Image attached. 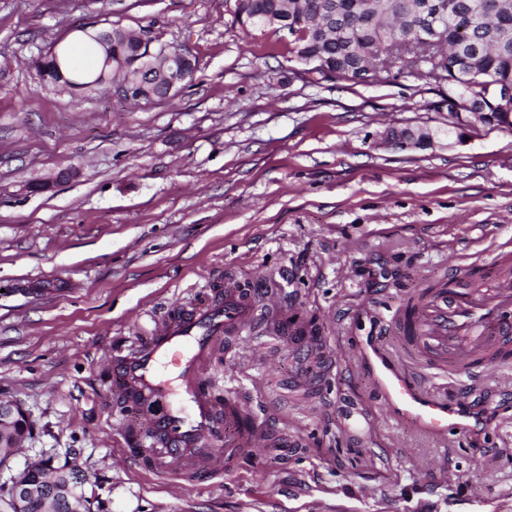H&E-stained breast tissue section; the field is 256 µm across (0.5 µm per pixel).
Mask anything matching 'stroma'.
<instances>
[{
  "instance_id": "1",
  "label": "stroma",
  "mask_w": 512,
  "mask_h": 512,
  "mask_svg": "<svg viewBox=\"0 0 512 512\" xmlns=\"http://www.w3.org/2000/svg\"><path fill=\"white\" fill-rule=\"evenodd\" d=\"M234 15L235 0H0V398L33 421L0 477L70 461L95 512H512V369L463 386L417 365L485 418L434 438L387 413L356 354L368 336L401 353L393 319L429 285L512 268V135L385 144L389 126L446 127L438 88L405 73L309 83L283 34ZM115 25L188 50L191 86L136 104L41 80L33 61L54 42ZM228 283L282 291L298 331L216 342L208 386L219 402L248 391L289 447L117 469L141 433L113 349Z\"/></svg>"
}]
</instances>
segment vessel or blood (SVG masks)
Listing matches in <instances>:
<instances>
[{"instance_id":"vessel-or-blood-1","label":"vessel or blood","mask_w":512,"mask_h":512,"mask_svg":"<svg viewBox=\"0 0 512 512\" xmlns=\"http://www.w3.org/2000/svg\"><path fill=\"white\" fill-rule=\"evenodd\" d=\"M280 293L226 287L223 293L181 306L157 324L143 343L112 356V379L127 405L141 409L144 436L159 447V469L173 471L216 441L224 458L256 456L275 442L248 408L249 397L228 391L216 404L206 389L203 365L219 337L244 338L259 310L279 313ZM404 349L429 367L456 375L464 367L512 364V281L499 280L479 292L438 290L415 314L400 320ZM362 363L387 406L399 418L446 436L464 426L470 411L424 388L402 361L380 344L362 350Z\"/></svg>"}]
</instances>
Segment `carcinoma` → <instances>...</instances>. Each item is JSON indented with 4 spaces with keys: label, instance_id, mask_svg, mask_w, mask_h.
Wrapping results in <instances>:
<instances>
[{
    "label": "carcinoma",
    "instance_id": "carcinoma-1",
    "mask_svg": "<svg viewBox=\"0 0 512 512\" xmlns=\"http://www.w3.org/2000/svg\"><path fill=\"white\" fill-rule=\"evenodd\" d=\"M487 0H236L235 19L243 13L257 19L277 15L288 20L294 33L288 54L296 62L310 60L307 72L313 84L330 80L326 70L346 74L356 59L373 58L394 42H410L418 34L423 16L433 17L444 29L447 46L442 51L446 63L423 57L427 70L409 74L448 91V105L468 100L482 113L478 126L492 132L512 133V103L503 100V91L512 90V0H495L494 15L478 21ZM89 50L98 49L95 66L81 67L67 44L55 43L37 64L39 76L63 89L96 93L104 90L98 76L112 66H125L135 80L133 99L145 102L169 100L162 90L136 74L144 55L134 31L112 28V50L98 39V31L80 34ZM32 484L53 476L49 462L22 473Z\"/></svg>",
    "mask_w": 512,
    "mask_h": 512
}]
</instances>
